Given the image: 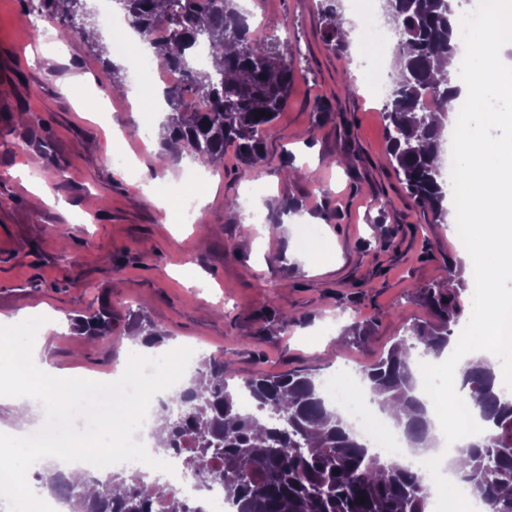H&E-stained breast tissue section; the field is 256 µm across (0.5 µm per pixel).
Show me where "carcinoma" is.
Listing matches in <instances>:
<instances>
[{
  "label": "carcinoma",
  "instance_id": "cac0c4a2",
  "mask_svg": "<svg viewBox=\"0 0 512 512\" xmlns=\"http://www.w3.org/2000/svg\"><path fill=\"white\" fill-rule=\"evenodd\" d=\"M131 27L157 46L162 66L182 74L180 85L166 91L172 115L163 125L164 140L183 144L196 163L209 164L224 156V146L237 143L238 155L248 168L265 159L263 138L284 108L294 75V54L276 48L278 39L253 33L248 15L236 0H120ZM388 19L400 35L399 70L384 107L386 152L411 196L430 208L436 222L447 216L443 166L444 120L448 104L458 99L450 86L451 64L458 46L451 41L448 0H385ZM39 15L52 24L59 39L84 38L86 29L71 23V0H40ZM321 18L328 42L347 49L340 38L341 0H321ZM205 41L210 49L232 47L214 68L191 65L186 50ZM430 87L437 108L422 110L418 91ZM203 99L205 107H182L186 94ZM265 115L256 118L257 112ZM424 299L432 322L414 323L410 343L402 338L387 354L367 368L379 404L395 417L404 412V434L412 448H430L433 438L424 403L415 395L416 379L409 367L410 350L422 345L424 353L440 356L448 345L450 324L461 314L456 289L429 288ZM87 336L112 333V317L98 312L79 323ZM137 335L152 344L166 332L152 322L140 324ZM230 362L222 355L207 358V371L182 388L178 401L189 411L172 418L161 405L164 450L181 447L192 437L195 445L222 461L217 471H201L203 480L224 486V497L236 512H426L428 492L417 470L387 464L368 447L351 425L327 404L316 382L299 374L258 375L230 384ZM494 366L486 359L469 362L462 370L461 389L477 401L483 434L459 449V472L475 497L492 512H512V455L493 459L497 441L512 439V398L502 397ZM249 397L267 413L261 426L254 413L241 408ZM42 486L61 490L72 512H152L153 498L163 512H201L166 485L145 482V473L122 469L102 482L94 477L69 481L46 466ZM365 503H359V500Z\"/></svg>",
  "mask_w": 512,
  "mask_h": 512
}]
</instances>
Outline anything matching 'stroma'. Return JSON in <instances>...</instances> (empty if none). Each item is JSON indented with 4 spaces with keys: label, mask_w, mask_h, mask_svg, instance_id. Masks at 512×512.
Masks as SVG:
<instances>
[{
    "label": "stroma",
    "mask_w": 512,
    "mask_h": 512,
    "mask_svg": "<svg viewBox=\"0 0 512 512\" xmlns=\"http://www.w3.org/2000/svg\"><path fill=\"white\" fill-rule=\"evenodd\" d=\"M38 8L39 0H0V316L56 315L42 345L53 367L102 375L122 364L149 320L168 343L224 355L236 380L319 381L348 362L370 367L411 324L430 320L422 291L465 270L468 252L400 181L385 150V102L358 90L364 75L327 44L319 0H248L254 26L294 48V77L263 166L245 167L230 144L213 180L192 185L199 225L171 223L107 150L121 130L125 153L153 166L163 115L144 123L116 97L111 123L92 119L64 88L100 65L84 41L33 59L26 42ZM35 156L54 204L35 200L16 174ZM287 161L306 177H285ZM248 196L300 205L277 211L280 232L256 251L239 246L246 211L225 208ZM309 222L325 229L331 270L288 253ZM184 264L205 273L208 287L171 276ZM100 310L111 314L112 334L93 344L77 323Z\"/></svg>",
    "instance_id": "stroma-1"
}]
</instances>
